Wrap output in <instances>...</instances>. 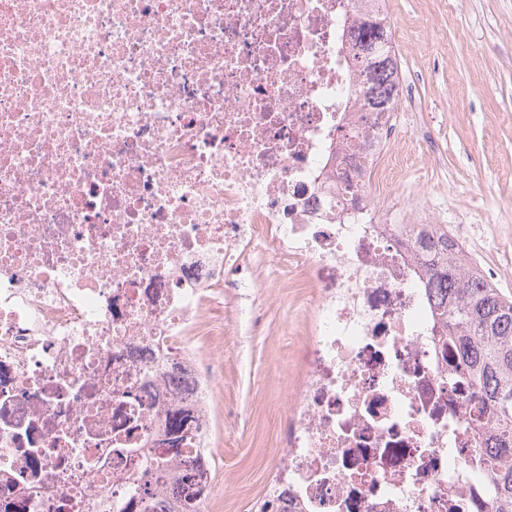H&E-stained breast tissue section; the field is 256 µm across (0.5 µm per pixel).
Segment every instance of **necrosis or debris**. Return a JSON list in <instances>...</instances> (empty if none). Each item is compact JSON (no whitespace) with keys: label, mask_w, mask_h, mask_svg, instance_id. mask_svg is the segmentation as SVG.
Returning a JSON list of instances; mask_svg holds the SVG:
<instances>
[{"label":"necrosis or debris","mask_w":512,"mask_h":512,"mask_svg":"<svg viewBox=\"0 0 512 512\" xmlns=\"http://www.w3.org/2000/svg\"><path fill=\"white\" fill-rule=\"evenodd\" d=\"M354 0H0V512H137L168 459L213 500L194 336L313 290L272 512H491L395 185L343 131ZM186 439L166 442L171 411Z\"/></svg>","instance_id":"necrosis-or-debris-1"}]
</instances>
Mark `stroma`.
<instances>
[{
    "label": "stroma",
    "instance_id": "obj_1",
    "mask_svg": "<svg viewBox=\"0 0 512 512\" xmlns=\"http://www.w3.org/2000/svg\"><path fill=\"white\" fill-rule=\"evenodd\" d=\"M390 27L427 29V45L393 38L408 87L397 122L430 130L434 151L413 152L400 192L438 195L468 219L470 258L495 268L512 295V0H385ZM268 305L207 342L217 367L212 512H257L279 456L288 395L302 381L287 342L304 343L314 320L302 283H270Z\"/></svg>",
    "mask_w": 512,
    "mask_h": 512
}]
</instances>
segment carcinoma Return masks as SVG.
I'll return each mask as SVG.
<instances>
[{
  "label": "carcinoma",
  "instance_id": "1",
  "mask_svg": "<svg viewBox=\"0 0 512 512\" xmlns=\"http://www.w3.org/2000/svg\"><path fill=\"white\" fill-rule=\"evenodd\" d=\"M375 2L373 21L350 33L348 59L363 100V114L346 139L351 146L360 141L372 113L394 111L392 90L400 83L382 0ZM414 246L428 260L424 276L441 315L439 340L458 355L456 375L482 405L476 425L484 447L478 453L492 459L483 490L494 512H512V296L481 276L448 225L435 230L421 225ZM155 470L159 476L151 490L138 493L140 512H195L169 504L161 489L167 476L163 463Z\"/></svg>",
  "mask_w": 512,
  "mask_h": 512
}]
</instances>
